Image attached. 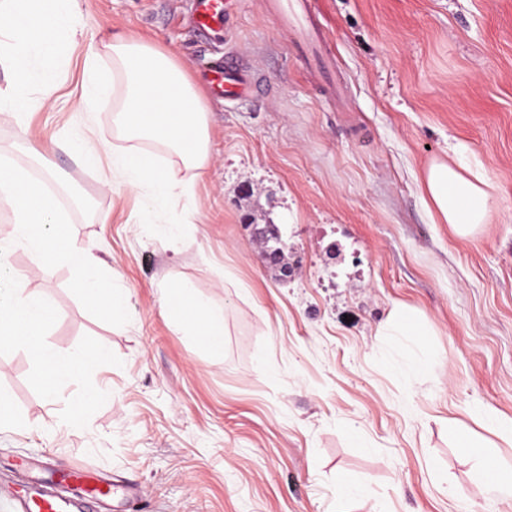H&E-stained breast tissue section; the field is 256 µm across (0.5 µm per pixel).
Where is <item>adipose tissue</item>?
Returning <instances> with one entry per match:
<instances>
[{"label":"adipose tissue","mask_w":512,"mask_h":512,"mask_svg":"<svg viewBox=\"0 0 512 512\" xmlns=\"http://www.w3.org/2000/svg\"><path fill=\"white\" fill-rule=\"evenodd\" d=\"M83 30L77 0H0V115L17 118L34 104L56 107L58 85L52 63L61 39H76ZM82 93L73 109L91 112L104 103L112 105V121L128 140L124 150L86 129L76 141L61 142L83 165L108 161L102 184L148 188L151 203L192 199L193 183L210 163L209 109L200 87L176 53L137 35L100 44L85 38ZM112 60L111 77L98 72L102 56ZM38 89L40 99L29 96ZM147 142L166 159L157 163L140 150ZM421 190L429 211L461 238L473 236L486 223L494 200L483 176L464 175L447 161L426 169ZM171 286L164 307L192 336H220L224 322L196 302L181 299Z\"/></svg>","instance_id":"1"}]
</instances>
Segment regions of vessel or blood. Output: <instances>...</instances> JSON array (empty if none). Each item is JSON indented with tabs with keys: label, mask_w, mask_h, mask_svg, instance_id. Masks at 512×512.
Segmentation results:
<instances>
[{
	"label": "vessel or blood",
	"mask_w": 512,
	"mask_h": 512,
	"mask_svg": "<svg viewBox=\"0 0 512 512\" xmlns=\"http://www.w3.org/2000/svg\"><path fill=\"white\" fill-rule=\"evenodd\" d=\"M229 0H190L188 18L193 30L208 42L224 39V23L229 17ZM270 9L284 29L292 30L306 53L310 68L319 74L334 66L331 57L316 47L306 17L297 8V0H270ZM207 83L217 98L227 100L251 90L256 78L239 57L225 53L212 62ZM68 494L38 482H18L7 486L13 512H86L88 505L104 506L117 490L114 480L95 473L74 470L63 474Z\"/></svg>",
	"instance_id": "1"
}]
</instances>
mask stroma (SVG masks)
<instances>
[{
	"label": "stroma",
	"instance_id": "35a3bbf8",
	"mask_svg": "<svg viewBox=\"0 0 512 512\" xmlns=\"http://www.w3.org/2000/svg\"><path fill=\"white\" fill-rule=\"evenodd\" d=\"M268 0H239L224 49L260 85L207 98L214 161L194 205L152 208L143 190L104 189L100 169L51 140L85 124L115 148L111 108L91 118L39 108L0 119V157L31 173L47 159L94 206L67 194L72 236L128 296L122 327L69 291V266L8 256L40 285L65 353L83 336L121 366L93 373L109 391L88 426L41 398L22 350L0 355V392L25 427L0 428V478L22 460L83 468L135 485V512H512L483 470L512 465L492 420L512 422V0H308L336 67L307 70ZM87 36L131 33L173 48L195 82L209 56L188 0H79ZM435 158L483 175L494 208L470 238L434 223L420 191ZM278 225L292 279L264 262L253 229ZM224 319L210 346L162 303L169 286ZM418 340L379 333L389 315ZM416 360L420 369L407 370ZM487 444L486 463L468 442ZM454 487L457 499L446 489Z\"/></svg>",
	"mask_w": 512,
	"mask_h": 512
}]
</instances>
